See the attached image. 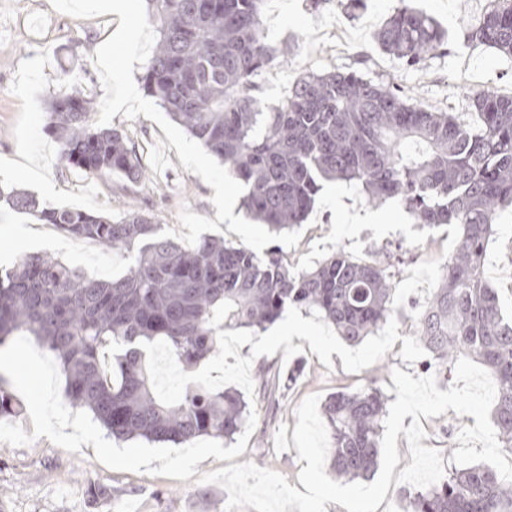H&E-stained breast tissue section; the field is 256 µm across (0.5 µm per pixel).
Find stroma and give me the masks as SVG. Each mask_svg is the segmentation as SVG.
I'll return each instance as SVG.
<instances>
[{
    "instance_id": "1",
    "label": "stroma",
    "mask_w": 512,
    "mask_h": 512,
    "mask_svg": "<svg viewBox=\"0 0 512 512\" xmlns=\"http://www.w3.org/2000/svg\"><path fill=\"white\" fill-rule=\"evenodd\" d=\"M349 0H266L262 26L272 46L287 56L271 65L262 82L261 105L275 103L306 71H355L394 83L403 95L426 107L464 112L468 95L481 85L512 94V58L467 40L470 25L487 0H364L353 10ZM410 6L431 16L448 33L439 52L417 67L381 51L375 30L398 9ZM321 31L325 41L313 40ZM158 42L145 0H130L117 14L85 8L81 0H0V186L33 194L51 207L81 208L120 219L132 209L156 214L164 235L190 246L203 237L244 245L257 255L279 248L284 259L308 269L336 250L356 258L375 257L388 266L395 286L394 307L386 322L363 342L342 340L318 314L286 310L257 333L225 331L224 348L194 371L184 372L165 354L155 366L160 393L179 397L187 384L237 389L252 416L232 441L202 436L182 445L117 442L92 416L62 399L65 380L52 354L32 336L15 333L0 346V377L20 404L18 415L0 418V512H225L228 494L203 473L253 463L299 486L293 434L298 405L307 396L328 397L336 388L358 391L376 383L389 400L397 394L393 369L428 375L430 355L414 337L412 303H424L440 283L441 267L455 247V231L445 225L414 223L398 204L368 203L361 191L328 182L319 191L307 220L281 236L239 214L224 220L226 199L241 203L244 185L177 125L149 95L118 102L126 83H140ZM88 98L91 122L123 129L146 176L131 186L118 173L89 175L65 167L59 144L45 129V107L54 96ZM372 215L367 224H350L347 212ZM47 252L101 279L126 273L127 253L90 241L68 239L0 205V265ZM486 281L497 289L505 315H512V212L504 211L489 243ZM302 373L290 383L279 412L258 394L259 368ZM78 417L82 433L62 428V417ZM422 444L438 449L445 471L470 415L454 410L421 418Z\"/></svg>"
}]
</instances>
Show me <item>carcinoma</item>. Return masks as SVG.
Returning a JSON list of instances; mask_svg holds the SVG:
<instances>
[{"label": "carcinoma", "mask_w": 512, "mask_h": 512, "mask_svg": "<svg viewBox=\"0 0 512 512\" xmlns=\"http://www.w3.org/2000/svg\"><path fill=\"white\" fill-rule=\"evenodd\" d=\"M160 38L141 80L147 93L247 188L251 216L279 235L303 223L323 181L350 183L371 201H394L417 224L452 225L454 252L440 285L417 313L416 338L448 371L461 356L484 365L497 387L492 421L512 453V320L483 275L494 227L512 207V96L489 88L469 94L470 111L432 110L392 85L354 71L306 73L271 106L259 107L260 77L288 49L267 43L264 0H147ZM446 33L430 16L404 7L374 34L387 54L425 62ZM468 38L512 57V0H490ZM89 102L51 99L47 129L60 160L88 174L144 176L135 148L116 127H93ZM0 202L79 240L125 250L127 273L96 279L44 253L0 269V344L24 331L56 358L63 398L90 411L116 441H231L250 418L237 390L186 387L169 401L156 392L148 359L155 345L190 371L220 353L224 329L258 331L286 309L316 311L350 343L392 312V274L343 251L297 270L273 248L259 256L204 237L186 247L161 234L154 213L115 221L77 208L47 207L0 190ZM386 396L370 385L330 394L322 413L329 467L344 481L368 479L381 452ZM19 411L0 386V417ZM411 512H512V483L482 464L453 471L415 493Z\"/></svg>", "instance_id": "cac0c4a2"}]
</instances>
